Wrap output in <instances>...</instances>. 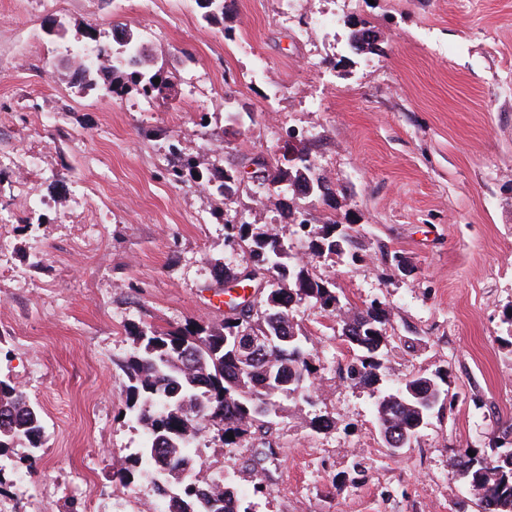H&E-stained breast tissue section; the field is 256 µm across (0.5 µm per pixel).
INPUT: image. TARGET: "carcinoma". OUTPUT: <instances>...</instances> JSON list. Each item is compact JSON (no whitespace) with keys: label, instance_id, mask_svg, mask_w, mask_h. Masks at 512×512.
<instances>
[{"label":"carcinoma","instance_id":"carcinoma-1","mask_svg":"<svg viewBox=\"0 0 512 512\" xmlns=\"http://www.w3.org/2000/svg\"><path fill=\"white\" fill-rule=\"evenodd\" d=\"M195 3L206 23L224 20L226 0ZM112 32L116 38L110 44L101 43L91 26L82 32L92 57H82L77 83L108 98L121 96L132 85L145 97L153 94L169 101L177 77L144 67V46L130 25L116 23ZM353 42L358 53L373 49L374 31L360 23L353 31ZM156 78L160 79L157 85ZM255 165L254 174H262V180L274 185L273 192L284 193L286 200L312 195L333 199L331 192L324 195L308 190L313 173L307 167L273 170L265 161ZM171 175L179 183L188 181L224 197L240 190L234 170L215 164L203 169L191 157L179 159ZM349 229L331 217L322 224L302 220L295 234L305 241L313 257L345 256L352 243ZM231 230L249 251L252 266L235 272L218 264L215 273L242 288H257L266 277L276 280L277 287L262 291L263 309H255L252 303L218 327L158 330L134 324V348L120 363L129 381L127 409L145 429L135 463L147 473H165L168 480L157 482L162 493H167L172 483L179 486L177 496L169 497L166 512H253L234 483L221 488L196 479L193 442L206 431L213 430L226 441L231 434L239 437L251 428H263L288 411V398L306 397L315 367L309 337L289 316L297 303L308 302L337 319L343 341L354 351L347 378L372 391L379 430L394 442L409 441L420 420H429L445 401L447 382L439 373L419 374L397 385L382 378L379 353L384 346V310L370 304L347 315L343 293L315 280L308 264L293 259L290 246L277 232L253 229L249 224L233 225ZM241 327L256 336L271 337L273 345L256 357L238 356L229 343ZM43 433L41 408L10 381L0 379V449L21 440L36 449ZM455 466L478 495L483 512H512V450L471 457L468 449L461 448Z\"/></svg>","mask_w":512,"mask_h":512}]
</instances>
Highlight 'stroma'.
I'll return each instance as SVG.
<instances>
[{"instance_id": "obj_1", "label": "stroma", "mask_w": 512, "mask_h": 512, "mask_svg": "<svg viewBox=\"0 0 512 512\" xmlns=\"http://www.w3.org/2000/svg\"><path fill=\"white\" fill-rule=\"evenodd\" d=\"M284 7L234 0L210 25L194 0H0V155L81 181L76 193L32 180L29 196L45 202L35 220L15 168L0 167V377L45 420L38 450L20 441L0 456L7 512H156L151 478L112 477L143 439L118 366L130 325L223 322L214 266L251 263L227 221L298 242L277 194L248 182L225 198L167 170L181 156L242 172L258 156L279 164L292 129L337 189L297 206L314 224L348 220L362 257L313 258L311 274L341 288L349 312L382 302L385 378L446 373L454 408L391 456L370 391L344 378L351 350L328 317L296 304L317 367L308 400L228 444L202 434L203 475L232 479L255 512H479L457 450L512 448V0ZM54 20L72 34L93 26L105 44L113 23L131 25L152 68L177 75L174 103L81 91L74 53L45 33ZM350 20L372 27L373 51H349ZM318 416L332 427L314 429ZM266 447L275 455L259 479L253 455Z\"/></svg>"}]
</instances>
